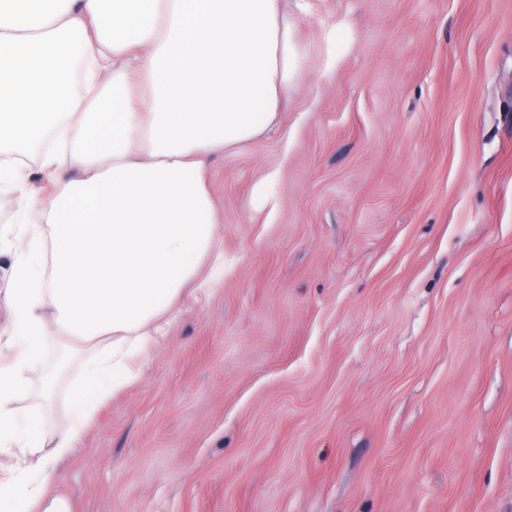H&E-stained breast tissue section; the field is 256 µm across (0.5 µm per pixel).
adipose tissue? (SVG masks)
Returning a JSON list of instances; mask_svg holds the SVG:
<instances>
[{
    "label": "adipose tissue",
    "mask_w": 512,
    "mask_h": 512,
    "mask_svg": "<svg viewBox=\"0 0 512 512\" xmlns=\"http://www.w3.org/2000/svg\"><path fill=\"white\" fill-rule=\"evenodd\" d=\"M284 0H0V512L46 500L56 464L166 336L187 286L224 273L207 184L216 155L280 126L300 62ZM87 346L69 420L16 402Z\"/></svg>",
    "instance_id": "ef3b65f1"
}]
</instances>
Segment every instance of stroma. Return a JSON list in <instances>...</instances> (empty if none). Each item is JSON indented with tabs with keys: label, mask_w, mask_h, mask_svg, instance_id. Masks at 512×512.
Wrapping results in <instances>:
<instances>
[{
	"label": "stroma",
	"mask_w": 512,
	"mask_h": 512,
	"mask_svg": "<svg viewBox=\"0 0 512 512\" xmlns=\"http://www.w3.org/2000/svg\"><path fill=\"white\" fill-rule=\"evenodd\" d=\"M288 18L279 132L209 168L224 283L183 298L52 491L71 512H512V0ZM81 369L21 406L64 428Z\"/></svg>",
	"instance_id": "1"
}]
</instances>
